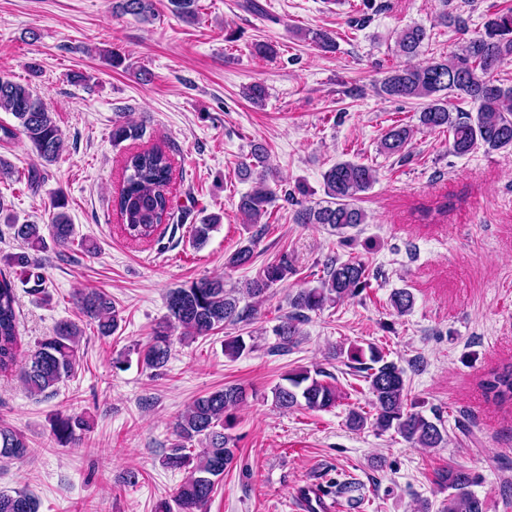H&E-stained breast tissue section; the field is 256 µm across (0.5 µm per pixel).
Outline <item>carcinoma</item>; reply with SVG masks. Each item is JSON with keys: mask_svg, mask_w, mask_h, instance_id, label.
<instances>
[{"mask_svg": "<svg viewBox=\"0 0 512 512\" xmlns=\"http://www.w3.org/2000/svg\"><path fill=\"white\" fill-rule=\"evenodd\" d=\"M170 11L187 23L199 19L198 0H169ZM112 13L131 15L141 23L155 20L154 0H112ZM304 38L318 47L336 49L334 36L326 30H309ZM426 28L415 25L403 30L397 37L396 53L403 58L398 66L386 72L380 82V92L393 101H418L421 110L418 126L401 123L388 128L379 143V151L388 156L405 157L415 132H448L449 152L458 157L471 154L483 147L487 151L512 150V86H504L494 74L512 60V9L497 13L486 21L482 29L465 38L460 52L425 64L417 62L425 40ZM466 102L472 110L465 111L455 102ZM0 111L9 112L17 125H0L4 139L25 138L36 154L38 162L27 174L30 189H38L42 174L40 167L55 162L62 150V132L48 112L42 99L29 86L0 77ZM145 125L116 121L112 125V141L139 140ZM264 144H252L251 162L241 164V176L251 175V168L266 163ZM377 180L376 170L354 161H338L323 173V191L326 204L309 207L303 204L294 211L296 224H327L336 230L353 229L367 223L365 211L358 205L362 195ZM173 164L169 153L159 145L141 148L129 153L123 162V173L114 203L120 228L133 242L145 243L154 238L159 227L173 216L171 184ZM277 198V191L264 182L242 195L238 209L243 223L257 224ZM67 199L59 193L53 203L49 236L58 247L72 243L74 227L65 212ZM0 220L13 230V236L29 248L46 247V239L39 224L17 223L11 214L4 213L0 204ZM220 223L217 215L201 218L194 226L192 243L200 247ZM253 258L252 245H244L230 254L227 265L244 267ZM292 266L288 259L271 262L245 284L244 295L263 301L270 290L288 279ZM370 272L359 260L335 259L326 264L320 284L301 288L289 299L291 312L274 328L280 345L288 348L296 343L299 325L309 314L324 309L342 299L357 296L369 286ZM80 312L97 326L102 337L114 333L119 326V312L111 297L88 289L76 295ZM391 306L399 315L409 312L414 296L406 289L395 290ZM167 315L162 325L153 331L152 340L143 351L144 364L157 373L162 372L171 352V333L177 328L186 336H207L226 324H238L255 319L257 309L239 306L232 290L224 287V278H201L187 287L170 290L166 295ZM83 330L71 320L59 322L52 335L39 340L25 368L22 380L33 395L51 394L57 385L74 373L79 362L80 339ZM19 347V307L15 288L6 275L0 276V373L12 370ZM248 346L241 336L224 340V353L231 358L242 355ZM349 358L358 364V372L368 384L374 409L373 420L366 412L351 410L349 424L361 428L371 424L378 430H395L404 439L421 448H438L447 443V434L440 426V416L426 418L408 408L405 370L387 360L384 351L374 344L350 351ZM322 370H293L282 377L272 389L275 405L285 411L305 407L326 410L336 406L337 387L322 379ZM485 394L498 403L512 401V364L492 369L482 381ZM246 389L240 385H226L222 389L196 398L173 426L170 452L163 465L173 470H186L179 485L175 504L177 512H207L216 484L235 460V444L225 431L232 428L235 412L246 400ZM87 429L85 421L68 415H58L52 423V432L61 444L77 439L76 431ZM204 445L193 453L188 445ZM29 452L27 438L20 432L0 426V461L19 459ZM440 482L451 490L444 512H484L483 502L471 490L474 476L465 469H450L440 476ZM336 495L347 498L349 505L357 503L353 493L358 483L348 476L335 484ZM39 503L31 495L17 492L0 494V512H38Z\"/></svg>", "mask_w": 512, "mask_h": 512, "instance_id": "carcinoma-1", "label": "carcinoma"}]
</instances>
